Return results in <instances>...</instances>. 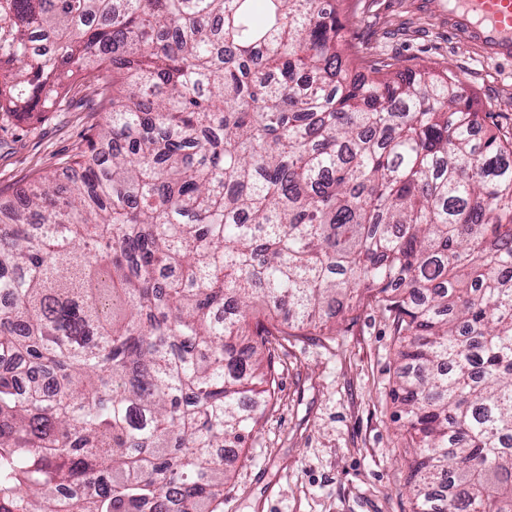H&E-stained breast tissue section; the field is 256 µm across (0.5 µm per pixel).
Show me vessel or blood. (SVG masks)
Wrapping results in <instances>:
<instances>
[{
	"label": "vessel or blood",
	"instance_id": "b4317fda",
	"mask_svg": "<svg viewBox=\"0 0 512 512\" xmlns=\"http://www.w3.org/2000/svg\"><path fill=\"white\" fill-rule=\"evenodd\" d=\"M448 28L490 59H512V0H448Z\"/></svg>",
	"mask_w": 512,
	"mask_h": 512
}]
</instances>
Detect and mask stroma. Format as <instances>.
<instances>
[{
  "label": "stroma",
  "mask_w": 512,
  "mask_h": 512,
  "mask_svg": "<svg viewBox=\"0 0 512 512\" xmlns=\"http://www.w3.org/2000/svg\"><path fill=\"white\" fill-rule=\"evenodd\" d=\"M339 17L361 55L452 69L489 128L512 137V61L460 42L447 10L429 0H347ZM97 102L79 77L67 110L0 112V201L86 148L104 119ZM395 350L391 321L369 296L324 329L272 337L276 391L226 459L223 512H412Z\"/></svg>",
  "instance_id": "35a3bbf8"
}]
</instances>
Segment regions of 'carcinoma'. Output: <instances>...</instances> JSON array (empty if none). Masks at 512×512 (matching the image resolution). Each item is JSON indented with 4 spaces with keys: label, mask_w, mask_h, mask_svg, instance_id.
I'll use <instances>...</instances> for the list:
<instances>
[{
    "label": "carcinoma",
    "mask_w": 512,
    "mask_h": 512,
    "mask_svg": "<svg viewBox=\"0 0 512 512\" xmlns=\"http://www.w3.org/2000/svg\"><path fill=\"white\" fill-rule=\"evenodd\" d=\"M335 0H0V112L112 94L0 203V512H221L269 336L368 294L413 512H512V139Z\"/></svg>",
    "instance_id": "cac0c4a2"
}]
</instances>
